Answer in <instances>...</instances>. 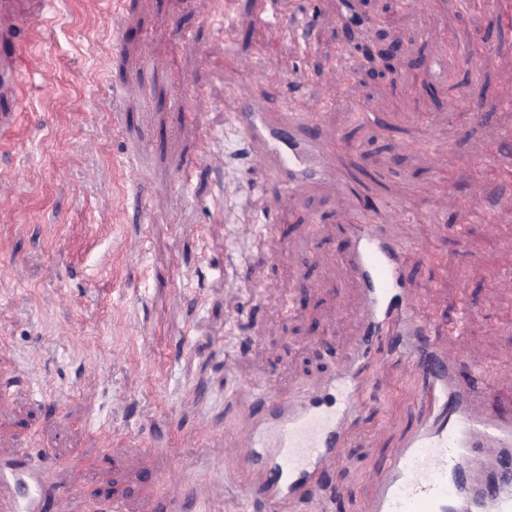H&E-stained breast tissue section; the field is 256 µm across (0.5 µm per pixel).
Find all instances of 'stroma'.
I'll return each instance as SVG.
<instances>
[{
	"mask_svg": "<svg viewBox=\"0 0 512 512\" xmlns=\"http://www.w3.org/2000/svg\"><path fill=\"white\" fill-rule=\"evenodd\" d=\"M0 15V459L65 463L46 512L144 489L176 456L194 478L234 472L236 434L265 377L319 383L357 342L356 283L338 260L351 208L414 242L407 267L449 356L491 364L512 407V178L483 163L512 137V0L463 9L364 0H12ZM393 44L392 68L364 44ZM348 54H340L342 46ZM487 49L469 63L474 46ZM254 62L223 71L225 51ZM40 74L29 79L31 63ZM200 84L197 126L174 101ZM343 139L350 199L314 184L275 209L231 118L254 82ZM376 121L360 120V112ZM210 137L219 163L207 160ZM505 228L491 235L472 207ZM325 486L362 512L374 466L426 409L405 363Z\"/></svg>",
	"mask_w": 512,
	"mask_h": 512,
	"instance_id": "35a3bbf8",
	"label": "stroma"
}]
</instances>
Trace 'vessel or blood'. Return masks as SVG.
I'll use <instances>...</instances> for the list:
<instances>
[{
  "mask_svg": "<svg viewBox=\"0 0 512 512\" xmlns=\"http://www.w3.org/2000/svg\"><path fill=\"white\" fill-rule=\"evenodd\" d=\"M233 118L252 160L271 167L277 206L314 181L354 194L337 166L346 145L317 135L315 113L286 110L256 84L240 95ZM346 232L340 259L360 286L366 337L319 386L287 391L262 382L269 412L252 416L239 438L243 501L290 512L295 503L322 500V476L335 467L370 399V369L389 356L407 362L428 411L378 466L363 512H512V411L491 407L499 389L493 370L461 368L428 335L427 307L405 282L407 244L360 209ZM57 466L46 460L26 471L0 468V512H41L43 481ZM162 482L160 500L171 512H201L205 497L193 462L177 460Z\"/></svg>",
  "mask_w": 512,
  "mask_h": 512,
  "instance_id": "1",
  "label": "vessel or blood"
}]
</instances>
